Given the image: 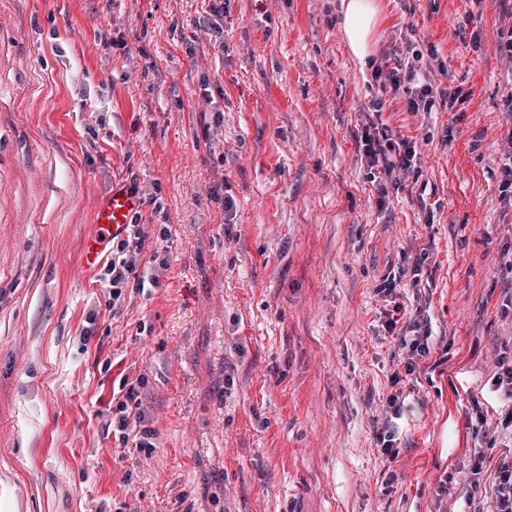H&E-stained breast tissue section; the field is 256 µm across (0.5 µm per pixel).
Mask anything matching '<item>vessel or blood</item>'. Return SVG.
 Masks as SVG:
<instances>
[{"label":"vessel or blood","instance_id":"b4317fda","mask_svg":"<svg viewBox=\"0 0 512 512\" xmlns=\"http://www.w3.org/2000/svg\"><path fill=\"white\" fill-rule=\"evenodd\" d=\"M141 206L140 193L134 186L113 187L94 209L93 224L76 256V266L86 273L93 270L109 252L113 237L123 235L126 224Z\"/></svg>","mask_w":512,"mask_h":512}]
</instances>
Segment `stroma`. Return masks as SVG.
Returning <instances> with one entry per match:
<instances>
[{
    "instance_id": "1",
    "label": "stroma",
    "mask_w": 512,
    "mask_h": 512,
    "mask_svg": "<svg viewBox=\"0 0 512 512\" xmlns=\"http://www.w3.org/2000/svg\"><path fill=\"white\" fill-rule=\"evenodd\" d=\"M340 2L0 0V512H489L473 451L512 455V0H375L362 63ZM415 52L430 113L371 78ZM371 124L416 151L380 190ZM120 182L169 236L116 303L73 261ZM413 320L430 371L396 419ZM124 376L147 453L112 436ZM409 340H406L407 336L399 337L398 353H394V356L398 357L397 369L391 376L392 386L401 383L402 375L399 367H403L404 373L413 375L414 373L420 374V366L414 363V360H420L422 357H427L429 354V345L427 339L429 338L428 331H424L423 334H417ZM422 335V336H421ZM408 349V350H407ZM418 355L419 357H415Z\"/></svg>"
}]
</instances>
